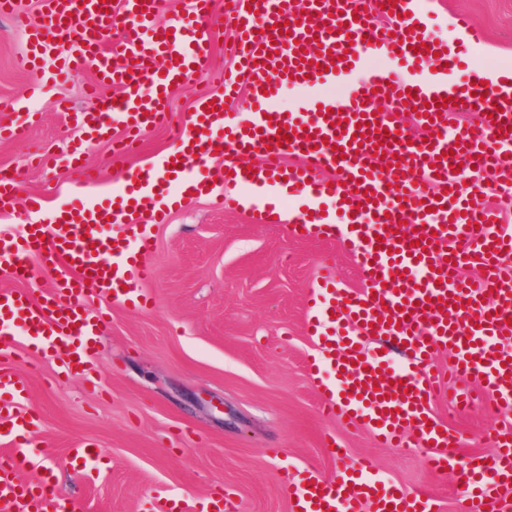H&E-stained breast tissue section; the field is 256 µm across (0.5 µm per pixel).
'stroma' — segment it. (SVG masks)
<instances>
[{"mask_svg":"<svg viewBox=\"0 0 512 512\" xmlns=\"http://www.w3.org/2000/svg\"><path fill=\"white\" fill-rule=\"evenodd\" d=\"M423 9L434 37L447 36L459 15L483 30L481 45L465 49L468 67L512 60V0H425ZM24 47L23 33L0 18V98L17 101L11 118L26 129L21 140H0V171L16 176L20 195L42 197L51 213L79 188L74 175L37 162L67 154L82 137L51 101L94 111L116 91L88 97L84 88L93 73L86 70L41 85L42 107L30 114L36 79L15 64ZM214 90L199 79L172 86L170 121L149 127L125 162L113 163L107 142L88 147L85 161L104 176L103 190L168 152L172 123L188 120L197 101ZM149 230L151 302L145 308L91 305L106 321L100 344L88 354L94 371L65 375L58 355L33 346L28 336H0V368L24 381L21 407L35 418L25 432L24 481L49 479L77 512H155L161 497L196 504L225 492L236 512H293L288 482L308 472L339 475L344 462L330 453L337 442L347 460L370 458L408 497L428 496L441 512H460L457 468L430 471L426 448L381 447L370 429L322 410L306 366L314 353L305 331L306 294L325 269L340 287H361V272L342 249L292 238L251 210L228 211L205 197L169 208L166 222ZM448 391L472 397L466 408L451 398L433 406L459 438L457 458H492L487 434L502 414L467 379L449 381ZM85 443L100 453L81 471L71 451Z\"/></svg>","mask_w":512,"mask_h":512,"instance_id":"obj_1","label":"stroma"}]
</instances>
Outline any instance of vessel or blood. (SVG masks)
<instances>
[{"instance_id":"1","label":"vessel or blood","mask_w":512,"mask_h":512,"mask_svg":"<svg viewBox=\"0 0 512 512\" xmlns=\"http://www.w3.org/2000/svg\"><path fill=\"white\" fill-rule=\"evenodd\" d=\"M160 0H41L42 20L31 23L16 0H0V16L10 18L27 39L17 59L20 69L57 80L92 69L88 87L119 89L97 112H75L84 133L64 158L65 167L95 188L101 174L86 173L85 145L122 129L114 156L128 154L145 129L168 117L171 86L204 79L222 90L199 100L187 122L174 125L181 154L161 157L148 169L130 171L111 199H82L50 223L31 224L21 237H0V271L19 279L32 276L29 257L39 252L61 268L47 297L0 289V314L17 316L26 334L59 351L65 371L84 368L86 355L106 327L90 304L141 305L154 277L145 257L153 247L138 207L151 205L162 221L184 200L185 186L215 196L218 207L234 209L236 196L216 194L206 169L224 159L230 188L258 187L253 202L262 223L278 222L296 238L337 242L358 264L364 288L337 287L323 273L312 287L306 328L315 343L308 362L318 379L324 411L372 428L388 447L425 446L428 468L447 467L458 438L430 411L448 395L434 363L440 351L453 355V368L479 386L498 407L512 406V228L501 225L487 202L512 193V86L490 70L458 72L459 52L427 32L412 0H307L297 11L292 0H230L227 15L213 0H191L186 13L158 26ZM232 19L235 35L231 73L211 66L214 31ZM167 66L157 71L156 59ZM308 94L305 111L285 112L276 104L281 85ZM246 92L245 121L224 111L225 101ZM473 110L474 124L448 129L447 109ZM390 109L378 111L379 100ZM428 130L410 139L406 112ZM288 139H281L280 130ZM261 162L248 168L246 156ZM478 177L464 183L460 167ZM303 197L298 211L275 203L278 191ZM343 208V223L319 214L325 199ZM23 205L39 212L44 201L20 197L14 177H0V206ZM112 233H104V226ZM464 266L480 268L478 283L461 277ZM380 336L404 355L386 369V355L367 352L364 339ZM25 389L13 374L0 373V426L29 424L18 400ZM493 462L473 458L459 474L469 512H498L512 485V425L495 428ZM13 464L0 467V512H67L45 484L18 477L21 440H12ZM391 512H435L429 498L408 500L385 484L371 460L347 466L337 480L309 475L291 502L299 512H361L367 495Z\"/></svg>"}]
</instances>
